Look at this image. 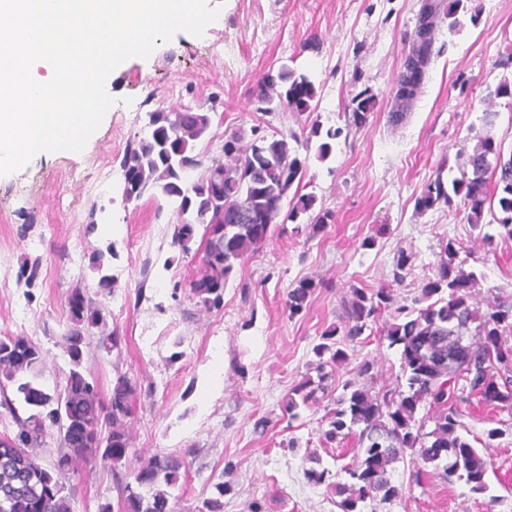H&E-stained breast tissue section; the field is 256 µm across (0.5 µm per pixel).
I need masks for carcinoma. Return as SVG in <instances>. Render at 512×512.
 <instances>
[{
    "instance_id": "cac0c4a2",
    "label": "carcinoma",
    "mask_w": 512,
    "mask_h": 512,
    "mask_svg": "<svg viewBox=\"0 0 512 512\" xmlns=\"http://www.w3.org/2000/svg\"><path fill=\"white\" fill-rule=\"evenodd\" d=\"M435 5L423 4L414 31L412 49L400 74L397 105L390 119L402 120L420 92L432 56L431 15ZM253 97L257 112L281 110L306 112L317 98L311 75L283 62L276 73L261 76ZM212 117L187 107L180 112L156 109L148 113L146 136L128 147L121 161L123 202L139 200L150 191L176 204L178 222L173 245L198 257L188 282L191 294L205 306H220L224 286L235 266L256 253L276 223L283 202L289 201L286 219L295 223L313 209L311 193L291 192L302 182L311 150L326 160L340 129L311 126L305 136L275 133L259 136L247 145L233 133L224 139L221 154L205 162L196 152L209 133ZM319 139L317 147L312 140ZM497 202L499 214L482 223L485 205ZM444 203H458L467 210V222L491 241L512 239V152L487 134L479 137L464 163L461 176L452 179L438 172L417 199L420 210ZM202 240L192 249L197 228ZM462 245L452 239L441 244L440 259L421 294L411 304L399 305L392 290L351 289L342 303L344 336L355 343L385 311L392 323L380 336L388 347L400 351L405 389L373 391L349 382L328 410L326 441L358 432L354 462L344 466V480L336 482L342 512H361L360 504L381 497H398L402 488L392 482V464L407 449L447 483L464 482L471 491L487 493L490 462L460 434L465 429L460 403L474 394L512 408V303L499 302L483 314L470 304L467 290L477 277L456 262ZM315 288L302 279L288 290L289 315L301 313ZM68 325L59 346L67 355L65 384L52 388L43 382V352L26 336L0 338V407L11 416L14 433L0 436V512H74L76 490L59 476L82 461L111 471L125 463L131 452L129 424L134 418L138 388L125 374L116 376L109 396L83 370L88 340L97 337V348L119 349L121 336L109 328L102 309L89 303L75 288L68 296ZM337 329L326 331L314 353L330 354L335 364L347 360L336 346ZM326 362L316 365L317 378L304 379L288 395L286 410L292 419L299 409L327 393ZM435 408L434 428L425 431L426 419L417 418L423 403ZM60 437V453L50 471L39 462L48 428ZM185 459L177 453L158 454L141 464L133 481L122 488L118 512H174L171 489L180 480Z\"/></svg>"
}]
</instances>
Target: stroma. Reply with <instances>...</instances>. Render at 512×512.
<instances>
[{"instance_id":"35a3bbf8","label":"stroma","mask_w":512,"mask_h":512,"mask_svg":"<svg viewBox=\"0 0 512 512\" xmlns=\"http://www.w3.org/2000/svg\"><path fill=\"white\" fill-rule=\"evenodd\" d=\"M444 2L454 10L436 21L423 86L399 124L390 120L393 97L422 0H207L219 16L203 36L177 33L148 58L117 68L108 88L116 103L81 152H42L0 175V337L38 343L46 384H60L68 363L53 338L66 323L70 292L81 289L104 309L121 347L108 354L87 348L83 368L102 393L120 372L140 390L122 475L157 454L184 456L175 512H205L221 481L230 486L223 512H340L334 489L305 473L339 471L353 459L356 436L323 439L334 395L293 420L284 403L317 363L313 348L322 333L341 327L352 287L393 285L399 252L410 255L411 268L393 286L397 303L417 295L441 242L451 238L469 252L465 270L480 276L479 304L512 298V240L483 241L462 206H415L437 169H460L480 136L512 150V98L494 94L512 79L505 53L512 0ZM286 60L313 77L317 107L256 112L258 79ZM361 93L371 98L370 114L356 126L346 112ZM188 106L212 115L211 138L197 147L209 157L236 131L248 142L257 133L304 136L315 123L342 131L328 160H309L300 185L316 196V210L333 213V223L314 235L294 233L288 221L274 225L260 250L236 265L221 306L212 309L185 287L193 257L157 240L176 224L174 206L148 196L121 201L120 161L142 136L147 112ZM370 236L374 246L363 248ZM110 241L115 290L107 297L91 256ZM32 263L38 276L29 290L20 271ZM303 278L316 288L292 316L287 292ZM346 350L328 386L355 379L365 360L377 385L396 386L399 355L379 335ZM461 409L468 441L493 462L492 495L433 474L411 484L407 452L392 470L401 495L366 502L367 512H512V412L477 395ZM495 427L503 436L484 445ZM65 480L77 489L74 512L120 500L110 470L83 465Z\"/></svg>"}]
</instances>
